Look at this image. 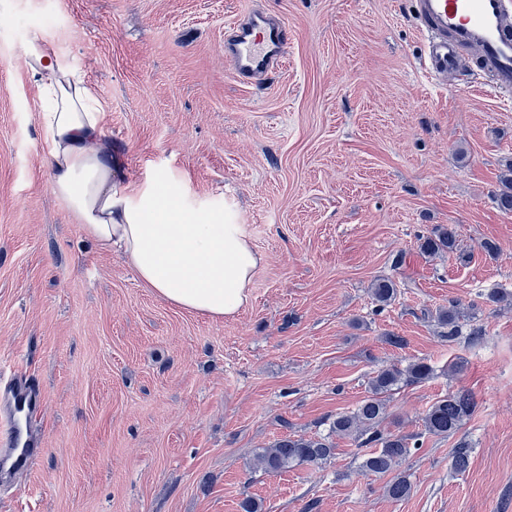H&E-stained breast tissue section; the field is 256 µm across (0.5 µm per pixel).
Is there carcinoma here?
<instances>
[{"label": "carcinoma", "instance_id": "obj_1", "mask_svg": "<svg viewBox=\"0 0 512 512\" xmlns=\"http://www.w3.org/2000/svg\"><path fill=\"white\" fill-rule=\"evenodd\" d=\"M419 247L429 254H453L457 248V230L452 224L438 225L420 238ZM397 297V288L390 279H381L372 288V298L381 307L390 305ZM460 304L455 300L436 310L435 318L442 336L453 342L461 336ZM433 375V368L422 361L406 367L383 366L369 380V395L351 413L338 414L332 422V432L340 437H351L361 447H371L360 469L366 474L382 475L402 464L410 455L409 438L382 428L386 415L385 395L403 385L419 384ZM475 410L473 396L465 391L451 392L436 400L423 417L424 432L429 435H454ZM334 445L326 438L285 437L263 449L257 462L266 472H280L298 464H319L333 455ZM469 465V447L460 443L453 451L452 467L462 472ZM411 484L404 476L396 478L387 488L394 499L410 494Z\"/></svg>", "mask_w": 512, "mask_h": 512}]
</instances>
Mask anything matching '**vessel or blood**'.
<instances>
[{
    "label": "vessel or blood",
    "mask_w": 512,
    "mask_h": 512,
    "mask_svg": "<svg viewBox=\"0 0 512 512\" xmlns=\"http://www.w3.org/2000/svg\"><path fill=\"white\" fill-rule=\"evenodd\" d=\"M416 20L427 47L425 69L430 77L448 79L456 72L460 53L470 50L478 70L498 92L512 90V0H416ZM288 26L248 13L224 40V60L237 81L249 82L283 65ZM0 394L7 414L31 410L37 393L16 378ZM10 451L0 454V468L27 469L30 439L11 432Z\"/></svg>",
    "instance_id": "vessel-or-blood-1"
}]
</instances>
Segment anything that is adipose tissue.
I'll use <instances>...</instances> for the list:
<instances>
[{
	"instance_id": "ef3b65f1",
	"label": "adipose tissue",
	"mask_w": 512,
	"mask_h": 512,
	"mask_svg": "<svg viewBox=\"0 0 512 512\" xmlns=\"http://www.w3.org/2000/svg\"><path fill=\"white\" fill-rule=\"evenodd\" d=\"M19 62L48 101L42 151L53 194L99 250L117 251L139 281L168 303L219 319L248 302L260 258L242 225L192 203L168 172L115 185L105 107L84 75L41 34Z\"/></svg>"
}]
</instances>
